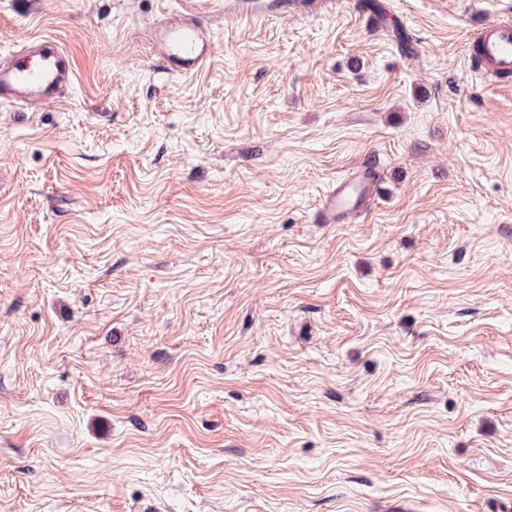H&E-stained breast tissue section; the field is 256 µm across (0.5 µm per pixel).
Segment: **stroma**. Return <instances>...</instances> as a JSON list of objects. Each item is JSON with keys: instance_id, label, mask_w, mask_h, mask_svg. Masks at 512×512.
I'll use <instances>...</instances> for the list:
<instances>
[{"instance_id": "obj_1", "label": "stroma", "mask_w": 512, "mask_h": 512, "mask_svg": "<svg viewBox=\"0 0 512 512\" xmlns=\"http://www.w3.org/2000/svg\"><path fill=\"white\" fill-rule=\"evenodd\" d=\"M381 2L0 0L75 65L0 104V512H512V0ZM151 49L160 68L187 77L206 67L213 58L215 46L200 14L190 11L155 27ZM476 36L486 76L512 75V21L491 18ZM367 168L359 166L358 169L341 181L335 190L325 197L319 214V218L322 221H329L331 223L344 221L354 210V198L372 193L375 180L371 181L368 178Z\"/></svg>"}]
</instances>
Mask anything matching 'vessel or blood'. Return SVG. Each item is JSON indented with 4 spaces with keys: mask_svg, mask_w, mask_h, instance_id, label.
<instances>
[{
    "mask_svg": "<svg viewBox=\"0 0 512 512\" xmlns=\"http://www.w3.org/2000/svg\"><path fill=\"white\" fill-rule=\"evenodd\" d=\"M478 55L489 76L512 75V20L492 18L476 37ZM151 49L158 66L187 77L200 73L211 61L215 46L199 15L186 12L154 28ZM74 81L70 58L52 39L35 38L0 59V102L26 106L56 100ZM375 183L358 168L328 194L321 207L322 221L338 223L353 212V200L372 193Z\"/></svg>",
    "mask_w": 512,
    "mask_h": 512,
    "instance_id": "1",
    "label": "vessel or blood"
}]
</instances>
